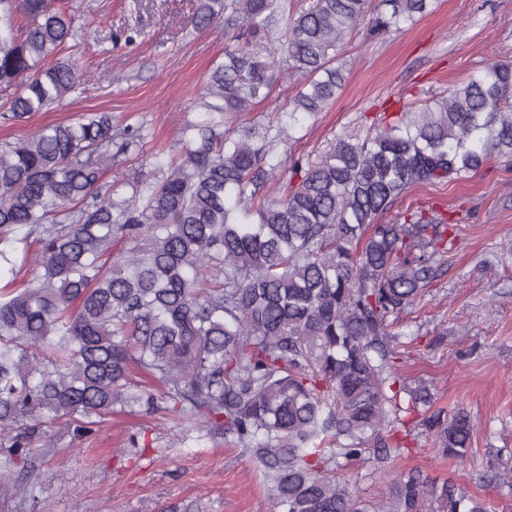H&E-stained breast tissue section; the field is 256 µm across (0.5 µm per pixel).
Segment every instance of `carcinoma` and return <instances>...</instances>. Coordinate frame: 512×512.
Listing matches in <instances>:
<instances>
[{
  "label": "carcinoma",
  "mask_w": 512,
  "mask_h": 512,
  "mask_svg": "<svg viewBox=\"0 0 512 512\" xmlns=\"http://www.w3.org/2000/svg\"><path fill=\"white\" fill-rule=\"evenodd\" d=\"M372 32L412 24L432 0H384ZM195 28L219 18L225 48L203 88L206 118L160 181L113 197L112 152L143 141L91 112L0 148V234L26 226L37 281L0 286V497L57 431L95 437L114 413L166 412L232 437L263 475L272 512H490L452 481L397 472L375 502L349 489L339 459L404 453L405 418L442 455L466 459L474 424L409 389L400 314L436 278L448 218L377 217L416 183L512 162V60L487 64L448 96L404 111L317 160L290 161L288 188L262 165L276 125L234 129L277 79L306 81L288 101L316 113L345 81L339 50L368 0H195ZM24 23H16L17 16ZM79 37L55 0H0V93L22 119L85 81L46 61ZM129 248L112 255V240Z\"/></svg>",
  "instance_id": "carcinoma-1"
}]
</instances>
